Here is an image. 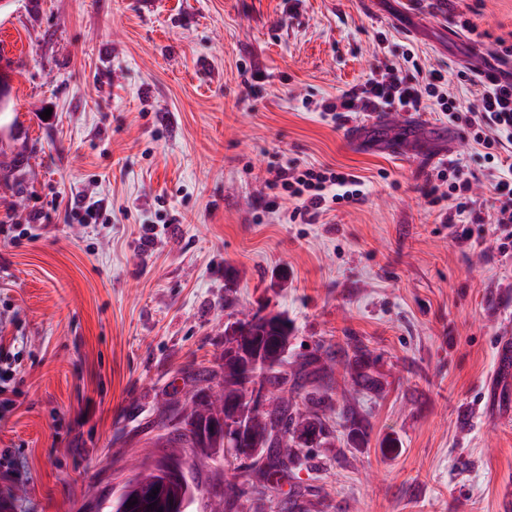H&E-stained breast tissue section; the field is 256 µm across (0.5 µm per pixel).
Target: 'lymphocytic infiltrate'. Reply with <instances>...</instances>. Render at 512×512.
I'll list each match as a JSON object with an SVG mask.
<instances>
[{
	"mask_svg": "<svg viewBox=\"0 0 512 512\" xmlns=\"http://www.w3.org/2000/svg\"><path fill=\"white\" fill-rule=\"evenodd\" d=\"M405 60L407 69L386 67L335 100L322 101L321 112L335 121L346 112H418L435 107L446 113L449 123L479 147L485 165L474 170L461 159H449L430 180L425 197L430 206L441 207L442 221L449 228L491 223L485 240L488 249L508 254L512 251V165L501 168L494 161L501 154L512 155V78L459 72V80L477 87L480 101L478 107L464 111L452 94L441 91V71L422 70L410 54ZM482 177L494 190L492 212L486 216L475 208L471 196L473 182ZM363 185L362 177L350 172L295 163L271 169L265 180L273 196L294 200L288 214L292 224H316L336 207L360 202Z\"/></svg>",
	"mask_w": 512,
	"mask_h": 512,
	"instance_id": "f902f5d3",
	"label": "lymphocytic infiltrate"
}]
</instances>
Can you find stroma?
Segmentation results:
<instances>
[{
  "mask_svg": "<svg viewBox=\"0 0 512 512\" xmlns=\"http://www.w3.org/2000/svg\"><path fill=\"white\" fill-rule=\"evenodd\" d=\"M150 2L0 7V512H108L126 459L164 456L194 372L222 385L225 324L258 308L287 315L307 388L332 366L325 432L262 498L249 460L186 453L187 512L231 477V512L290 495L300 512H512V254L453 241L423 196L440 156L475 148L434 109L355 140L317 108L408 50L477 107L455 74L512 72L495 58L512 0ZM287 160L354 172L366 196L286 223L264 178Z\"/></svg>",
  "mask_w": 512,
  "mask_h": 512,
  "instance_id": "1",
  "label": "stroma"
}]
</instances>
